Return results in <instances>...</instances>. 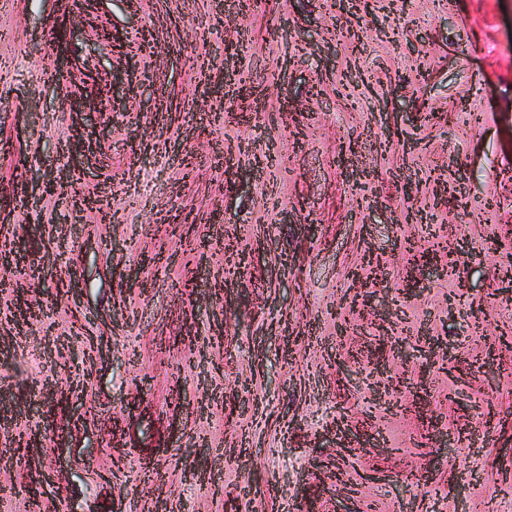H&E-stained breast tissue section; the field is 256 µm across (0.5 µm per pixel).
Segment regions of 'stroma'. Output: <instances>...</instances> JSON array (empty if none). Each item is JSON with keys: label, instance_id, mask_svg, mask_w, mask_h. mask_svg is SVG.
I'll use <instances>...</instances> for the list:
<instances>
[{"label": "stroma", "instance_id": "1", "mask_svg": "<svg viewBox=\"0 0 512 512\" xmlns=\"http://www.w3.org/2000/svg\"><path fill=\"white\" fill-rule=\"evenodd\" d=\"M336 2L0 10V243L39 268L0 287V512H30L8 449L33 429L40 512H512V0H374L346 27ZM229 74L252 93L226 111ZM75 127L72 189L115 221L84 213L72 247L31 179Z\"/></svg>", "mask_w": 512, "mask_h": 512}]
</instances>
